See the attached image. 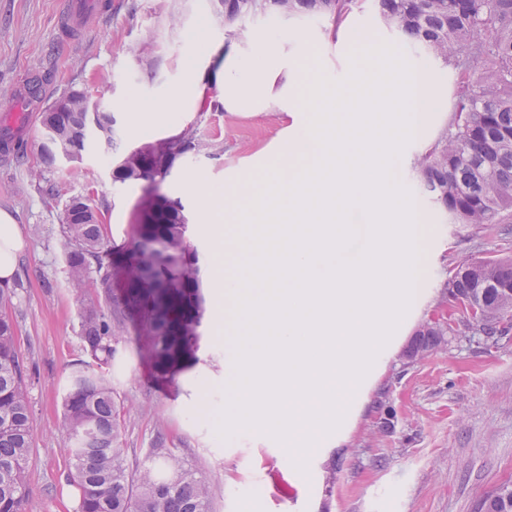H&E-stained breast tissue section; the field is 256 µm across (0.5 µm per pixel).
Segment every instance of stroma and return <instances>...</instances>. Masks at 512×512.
<instances>
[{
	"instance_id": "1",
	"label": "stroma",
	"mask_w": 512,
	"mask_h": 512,
	"mask_svg": "<svg viewBox=\"0 0 512 512\" xmlns=\"http://www.w3.org/2000/svg\"><path fill=\"white\" fill-rule=\"evenodd\" d=\"M60 8V0H0V87L17 92L39 80L46 105L70 91L84 92L111 111L119 140L109 151L91 144L80 162L48 166L40 155L38 116L19 103L11 112L0 111V135L14 117L30 129L26 147L0 161V211L13 215L28 241L9 285L16 290L17 348L35 426L28 471L38 512H77L80 496L70 448L58 426L68 374L84 356L80 325L88 298L67 284L59 249L64 207L72 197L94 194L106 226L100 259L110 263L113 251L134 237L132 214L145 188L113 176L120 154L145 142L129 126L131 104L160 100L179 82L200 40L225 43L231 33L209 0H112L111 15L64 43ZM173 14L179 19L174 26L169 23ZM328 24L324 17L269 14L237 23L234 33L242 38L291 30L299 37L296 49L305 74L320 71L336 82L364 48L324 41ZM346 28L371 32L389 70L424 62L418 48L377 20L369 0L353 8ZM145 41L157 45L153 58L134 54ZM448 118L445 112L431 113L424 135L411 142L395 166L404 191L431 226L427 278L421 303L400 327L396 349L359 395L346 433L324 439L321 452L311 455L299 473L290 469L274 439L245 429L225 441L220 416L230 394L224 352L234 336L210 307L199 329V361L180 374L174 387H157L130 345L116 342L110 374L117 404L129 417L121 436L129 469L147 463L156 441L164 440L187 465L202 468L213 512H475L486 491L512 484V336L496 349L452 337L443 349L413 364L404 359L422 322L451 314L442 285L458 260L512 258V223L482 229L450 224L417 199L414 158L446 128ZM184 126L200 141L223 147L217 154L181 157L161 184L162 193L180 198L186 208L210 295L222 277L215 265V236L185 179L202 172L214 187H223L225 170L248 166L259 150L274 149L282 124L273 113L247 118L207 104L190 113ZM389 410L394 418L388 430L383 421ZM331 466L336 483L330 487L325 475Z\"/></svg>"
}]
</instances>
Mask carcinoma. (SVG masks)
I'll list each match as a JSON object with an SVG mask.
<instances>
[{"mask_svg": "<svg viewBox=\"0 0 512 512\" xmlns=\"http://www.w3.org/2000/svg\"><path fill=\"white\" fill-rule=\"evenodd\" d=\"M224 25L258 15L322 16L340 23L359 0H211ZM377 15L452 74L448 127L413 163L419 194L454 224L512 220V0H372ZM70 111H41L43 161L82 158L92 141L117 145L112 112L81 92L65 95ZM222 147L187 130L124 153L122 182H153L141 156H155L165 176L189 152ZM135 236L105 266L100 209L89 196L69 200L60 241L68 283L92 292L83 307L80 340L89 360L73 364L59 430L72 448L81 495L78 512H211L206 479L159 442L154 459L129 472L120 448L116 392L105 366L113 343L132 332V349L157 384L172 385L198 362L205 313L202 268L181 199L148 187L134 210ZM443 288L458 321L428 320L405 351L411 364L462 336L460 325L481 316L480 335L496 346L512 331V260L460 259ZM15 289L0 284V512H36L27 461L34 424L16 345ZM477 512H512V487L487 491Z\"/></svg>", "mask_w": 512, "mask_h": 512, "instance_id": "obj_1", "label": "carcinoma"}]
</instances>
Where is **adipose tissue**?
Returning a JSON list of instances; mask_svg holds the SVG:
<instances>
[{"label": "adipose tissue", "mask_w": 512, "mask_h": 512, "mask_svg": "<svg viewBox=\"0 0 512 512\" xmlns=\"http://www.w3.org/2000/svg\"><path fill=\"white\" fill-rule=\"evenodd\" d=\"M283 29L215 46L201 41L183 78L159 102L129 114L147 133L158 114L193 112L215 97L225 112L277 114L289 137L255 184L224 179L223 197L192 174L204 214L223 207L233 237L222 257L245 258L247 274L225 276L214 294L235 347L224 361L234 384L224 434L274 436L301 470L317 440L343 428L353 401L388 356L393 333L419 302L429 229L401 190L392 165L427 127L428 100L440 99L434 70L384 76L369 55L342 82L306 77ZM250 190L248 207L239 195ZM370 233L350 250V210ZM26 246L13 217L0 211V281L13 275Z\"/></svg>", "instance_id": "adipose-tissue-1"}]
</instances>
